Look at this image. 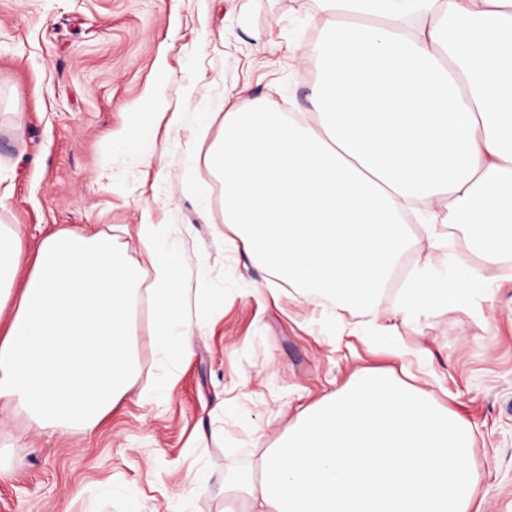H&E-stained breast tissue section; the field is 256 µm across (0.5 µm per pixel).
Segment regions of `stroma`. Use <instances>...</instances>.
<instances>
[{"label":"stroma","instance_id":"35a3bbf8","mask_svg":"<svg viewBox=\"0 0 512 512\" xmlns=\"http://www.w3.org/2000/svg\"><path fill=\"white\" fill-rule=\"evenodd\" d=\"M323 22L317 0H0V171L10 188L0 222L21 225L31 248L62 226L108 232L139 267L135 230L147 207L181 245L184 287L224 291L198 306L205 333L169 396L139 397L165 372L142 301L139 377L97 430L62 434L22 414L0 418V512H180L200 468L210 475L200 505L214 510L225 474L361 368L392 371L464 419L483 512H512V262L485 268V291L466 305L406 324L387 296L375 312H342L331 327L320 309L272 297L267 269L233 250L207 170L199 177L213 223L183 187L197 113L257 99L309 110L315 74L303 61ZM157 85L183 118L153 129L166 153L139 167L106 135L133 108H150ZM383 334L425 359L373 344Z\"/></svg>","mask_w":512,"mask_h":512}]
</instances>
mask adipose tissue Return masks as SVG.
<instances>
[{
	"instance_id": "adipose-tissue-1",
	"label": "adipose tissue",
	"mask_w": 512,
	"mask_h": 512,
	"mask_svg": "<svg viewBox=\"0 0 512 512\" xmlns=\"http://www.w3.org/2000/svg\"><path fill=\"white\" fill-rule=\"evenodd\" d=\"M319 2L310 110L232 106L214 141L210 122L198 125L232 245L332 316L375 309L416 222L429 252L408 268L395 315L467 303L482 268L512 260V0ZM163 119L182 115L130 113L108 143L151 166L163 151L145 132ZM447 223L478 265L448 266ZM136 240L145 289L110 236L63 227L31 252L19 225H0V414L94 431L134 384L143 297L172 367L140 397L172 391L204 327L189 318L184 259L149 209ZM473 447L470 425L429 392L366 368L225 476L224 495L238 512H481Z\"/></svg>"
}]
</instances>
